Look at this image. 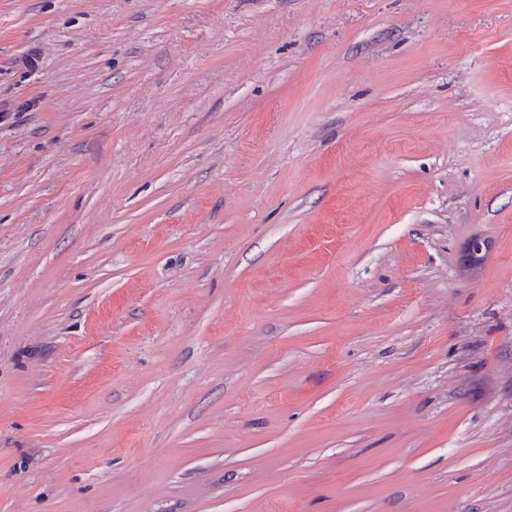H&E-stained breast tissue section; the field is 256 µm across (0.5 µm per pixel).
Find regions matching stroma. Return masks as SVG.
I'll return each instance as SVG.
<instances>
[{
    "label": "stroma",
    "mask_w": 512,
    "mask_h": 512,
    "mask_svg": "<svg viewBox=\"0 0 512 512\" xmlns=\"http://www.w3.org/2000/svg\"><path fill=\"white\" fill-rule=\"evenodd\" d=\"M0 107V512H512V0H0Z\"/></svg>",
    "instance_id": "stroma-1"
}]
</instances>
